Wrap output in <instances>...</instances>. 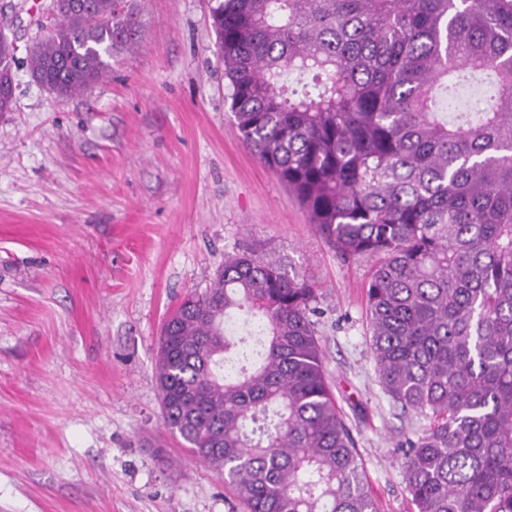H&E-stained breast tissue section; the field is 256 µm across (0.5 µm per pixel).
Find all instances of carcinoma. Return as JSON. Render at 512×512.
Wrapping results in <instances>:
<instances>
[{"instance_id": "cac0c4a2", "label": "carcinoma", "mask_w": 512, "mask_h": 512, "mask_svg": "<svg viewBox=\"0 0 512 512\" xmlns=\"http://www.w3.org/2000/svg\"><path fill=\"white\" fill-rule=\"evenodd\" d=\"M32 77L59 97L132 48L131 0H52ZM244 143L344 261L373 260L371 350L408 441L416 512H512V0H217ZM14 41L0 35V112ZM488 80L480 112L448 115ZM317 289L263 250L224 254L164 323L165 426L249 512H377L329 390ZM246 314V335L228 332Z\"/></svg>"}]
</instances>
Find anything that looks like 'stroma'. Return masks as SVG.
<instances>
[{
	"label": "stroma",
	"mask_w": 512,
	"mask_h": 512,
	"mask_svg": "<svg viewBox=\"0 0 512 512\" xmlns=\"http://www.w3.org/2000/svg\"><path fill=\"white\" fill-rule=\"evenodd\" d=\"M49 3L0 0L18 48L14 108L0 113V512H246L166 431L156 354L179 300L249 247L317 288L325 377L378 510L416 512L401 445L429 421L379 382L371 263L342 262L244 144L216 0H138L136 47L68 98L27 65Z\"/></svg>",
	"instance_id": "35a3bbf8"
}]
</instances>
